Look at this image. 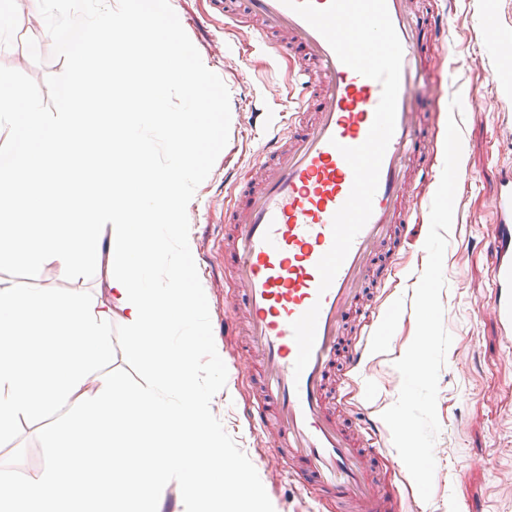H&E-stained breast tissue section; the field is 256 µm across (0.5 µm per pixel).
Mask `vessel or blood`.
<instances>
[{"mask_svg":"<svg viewBox=\"0 0 512 512\" xmlns=\"http://www.w3.org/2000/svg\"><path fill=\"white\" fill-rule=\"evenodd\" d=\"M387 8L403 48L395 132L382 160L372 215L322 293L317 263L333 243V216L353 185V172L339 148L366 140L382 88L343 64L326 39L282 0H246V15L260 23L258 38L285 31L294 41L290 47H271V54L302 50L322 81L315 85L305 71L296 73L310 112L296 105L285 113H265L266 175L257 187L242 186L247 210L226 215L233 234L218 242L243 291L248 352L262 366V397L245 404L247 423L257 431L275 422L281 448L274 456L292 462L289 477L318 485L340 501L358 503L361 512L380 510L363 457L379 454L384 431L366 421L363 450L352 448L325 408L326 383L342 314L358 300L365 267L394 220L420 221L419 202L407 194L404 181L420 142L413 120L416 90L425 72L421 56L426 43L444 39L448 30L441 15L416 18L407 0H387ZM487 243L494 256L487 311L503 341L512 346V168L501 170L497 178ZM315 305L320 308L315 344L298 375L293 371L298 347L291 324ZM381 314L378 304L367 311L354 338L345 380L363 371Z\"/></svg>","mask_w":512,"mask_h":512,"instance_id":"1","label":"vessel or blood"}]
</instances>
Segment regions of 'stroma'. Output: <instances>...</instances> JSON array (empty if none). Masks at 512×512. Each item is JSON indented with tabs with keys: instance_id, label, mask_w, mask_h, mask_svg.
Segmentation results:
<instances>
[{
	"instance_id": "1",
	"label": "stroma",
	"mask_w": 512,
	"mask_h": 512,
	"mask_svg": "<svg viewBox=\"0 0 512 512\" xmlns=\"http://www.w3.org/2000/svg\"><path fill=\"white\" fill-rule=\"evenodd\" d=\"M423 13L448 15V41L431 43L432 61L425 84L418 89L416 121L425 153L435 168L444 164L449 101L436 98L433 84L447 73L457 77L462 96L461 164L454 219L444 255L446 286L441 293L444 327L452 337L439 374L437 417L441 432L434 454L436 470L430 501H423L396 449L366 460L382 492L396 512H512V349L498 336L484 308L491 295L493 255L485 244L490 231L491 200L497 172L512 165V0H412ZM182 27L230 94L229 141L187 208L193 258L207 297L216 346L224 352L229 371L219 413L226 432L248 456L275 512H301L311 498L321 499V512H357L355 506L328 501L316 486L289 480L268 466L263 455L274 447L276 434L253 433L241 410L257 386L258 371L245 347L240 309L231 300L238 288L230 265L217 248L224 211L234 194L233 179L259 182L256 164L265 138L256 109L267 105L287 111L300 87L292 60L271 66L256 37L235 18L209 15L207 0H170ZM0 66L18 70L37 84L60 74L63 58L52 53V41L41 19L20 12L11 46H0ZM424 207L421 221L409 225L395 243L379 248L361 286L373 293L381 270L395 263L393 288L378 325L366 369L346 389L331 410L354 442H361L357 407L382 415L393 405L401 387L394 363L406 352L416 331L414 291L427 262L424 242L430 226L428 209L436 184L411 181ZM106 264L92 278L64 281L58 267L47 263L34 278L38 288L66 283L68 290L105 296Z\"/></svg>"
}]
</instances>
